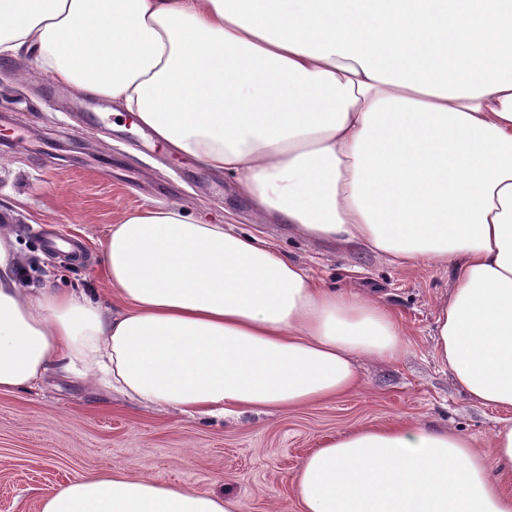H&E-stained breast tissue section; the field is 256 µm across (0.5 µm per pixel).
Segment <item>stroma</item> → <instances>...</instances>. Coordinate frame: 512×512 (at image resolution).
<instances>
[{
    "mask_svg": "<svg viewBox=\"0 0 512 512\" xmlns=\"http://www.w3.org/2000/svg\"><path fill=\"white\" fill-rule=\"evenodd\" d=\"M30 58L0 57V214H12L32 288L96 292L111 301L101 251L112 224L144 206L178 205L194 218L259 237L326 286L384 302L407 347L393 361L356 360L359 387L310 406L207 419L144 407L62 375L31 391L0 392V512H41L76 478L123 471L204 492L229 493L242 512H300L293 476L330 435L409 422L453 429L492 459V436L512 413L473 404L435 353L437 304L453 271L404 267L357 246H336L259 221L235 181L212 174L119 120L90 129Z\"/></svg>",
    "mask_w": 512,
    "mask_h": 512,
    "instance_id": "35a3bbf8",
    "label": "stroma"
}]
</instances>
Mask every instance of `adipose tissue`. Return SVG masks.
Wrapping results in <instances>:
<instances>
[{
    "instance_id": "adipose-tissue-1",
    "label": "adipose tissue",
    "mask_w": 512,
    "mask_h": 512,
    "mask_svg": "<svg viewBox=\"0 0 512 512\" xmlns=\"http://www.w3.org/2000/svg\"><path fill=\"white\" fill-rule=\"evenodd\" d=\"M0 55L112 100L231 176L263 221L454 269L439 362L512 411V0H0ZM114 304L27 291L0 234V392L49 371L201 417L339 397L354 356L406 340L381 301L329 288L258 239L180 206L124 215L102 251ZM486 461L455 431L339 433L303 457L301 512H512V424ZM41 512H241L230 495L121 471Z\"/></svg>"
}]
</instances>
